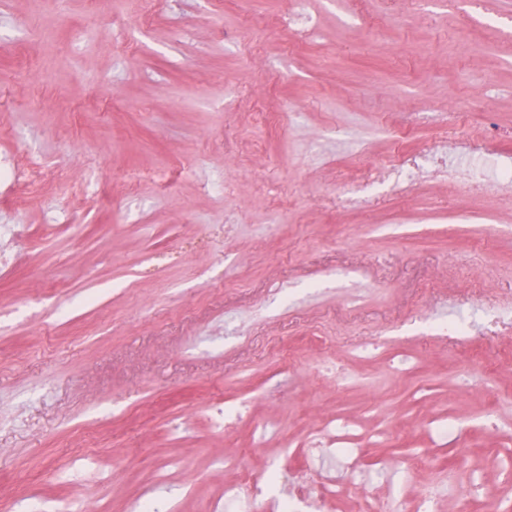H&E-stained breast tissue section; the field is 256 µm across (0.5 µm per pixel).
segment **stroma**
I'll list each match as a JSON object with an SVG mask.
<instances>
[{
    "instance_id": "35a3bbf8",
    "label": "stroma",
    "mask_w": 512,
    "mask_h": 512,
    "mask_svg": "<svg viewBox=\"0 0 512 512\" xmlns=\"http://www.w3.org/2000/svg\"><path fill=\"white\" fill-rule=\"evenodd\" d=\"M67 0L36 51L34 0H0V512H126L149 494L210 512L237 474L320 463L347 422L361 475L410 455L477 484L492 512L512 461V190L374 174L494 140L512 167V0ZM271 120L255 124V111ZM77 187L23 191L29 163ZM141 174L129 185L127 173ZM205 248L151 278L152 256ZM472 328L469 339L446 324ZM344 360L349 376L325 375ZM241 404L222 429L217 399ZM458 432L440 439L431 423Z\"/></svg>"
}]
</instances>
